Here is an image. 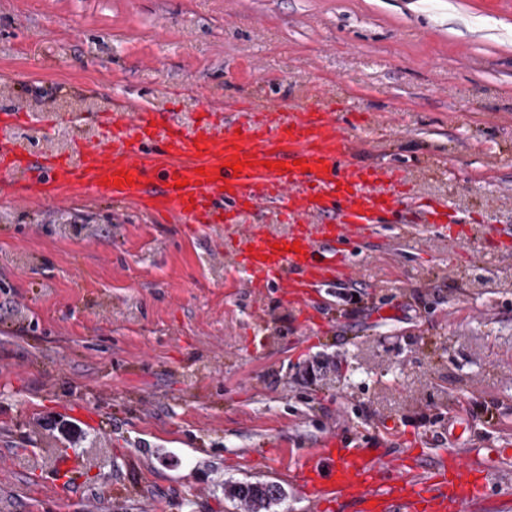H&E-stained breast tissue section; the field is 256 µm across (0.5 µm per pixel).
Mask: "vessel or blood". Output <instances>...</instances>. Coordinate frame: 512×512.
<instances>
[{
  "instance_id": "obj_1",
  "label": "vessel or blood",
  "mask_w": 512,
  "mask_h": 512,
  "mask_svg": "<svg viewBox=\"0 0 512 512\" xmlns=\"http://www.w3.org/2000/svg\"><path fill=\"white\" fill-rule=\"evenodd\" d=\"M200 110L188 133L152 106L122 102L104 117L109 138L82 144L75 161L28 154L1 139L0 183L22 174L23 201L107 198L198 229L272 205L293 220L292 230L277 236L249 225L233 247L237 270L251 287L281 288L286 303L303 310L316 288L350 280L345 255L353 240L369 238L381 215L408 207L396 173L353 161L327 108L300 104L285 116L271 103H235L233 120L220 132L209 100ZM238 159L246 166L232 171ZM122 172L129 181L115 186ZM416 212L422 227L444 225L450 237L462 238L461 221L445 202L420 203ZM492 475L454 451L426 473L399 457L327 439L289 478L312 486L320 512H460L485 499Z\"/></svg>"
}]
</instances>
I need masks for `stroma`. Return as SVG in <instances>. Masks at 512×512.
I'll use <instances>...</instances> for the list:
<instances>
[{
	"mask_svg": "<svg viewBox=\"0 0 512 512\" xmlns=\"http://www.w3.org/2000/svg\"><path fill=\"white\" fill-rule=\"evenodd\" d=\"M313 90L354 161L471 236L382 216L306 322L235 272L246 226L291 229L274 212L196 231L0 186V512H247L224 492L247 481L282 488L270 512H317L284 473L353 436L481 461L478 512H512V251L484 239L512 228V0H0V110L28 116L0 137L34 153L106 140L119 100L191 130L202 95L288 109ZM83 406L64 495L53 422Z\"/></svg>",
	"mask_w": 512,
	"mask_h": 512,
	"instance_id": "obj_1",
	"label": "stroma"
}]
</instances>
